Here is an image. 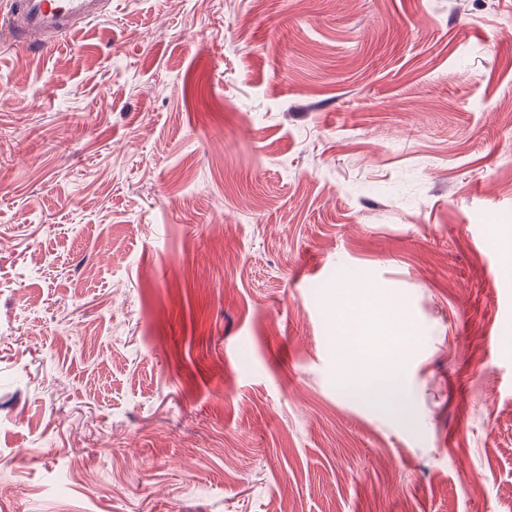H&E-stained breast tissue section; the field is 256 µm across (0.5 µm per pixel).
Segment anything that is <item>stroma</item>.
Listing matches in <instances>:
<instances>
[{
    "instance_id": "1",
    "label": "stroma",
    "mask_w": 512,
    "mask_h": 512,
    "mask_svg": "<svg viewBox=\"0 0 512 512\" xmlns=\"http://www.w3.org/2000/svg\"><path fill=\"white\" fill-rule=\"evenodd\" d=\"M497 224L512 0H112L0 46L7 512H512ZM340 293L412 333L400 415ZM336 332L348 367L346 378L359 393L392 409L399 401L397 372L408 354L411 336L398 319L387 318L377 344L368 346L359 333L383 315L380 302L371 296L357 300L340 297L336 303Z\"/></svg>"
}]
</instances>
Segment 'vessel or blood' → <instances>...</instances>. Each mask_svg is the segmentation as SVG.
<instances>
[{
  "label": "vessel or blood",
  "instance_id": "obj_1",
  "mask_svg": "<svg viewBox=\"0 0 512 512\" xmlns=\"http://www.w3.org/2000/svg\"><path fill=\"white\" fill-rule=\"evenodd\" d=\"M111 11L112 0H8L7 16L14 31L11 43L43 52L52 47L57 35L80 31Z\"/></svg>",
  "mask_w": 512,
  "mask_h": 512
}]
</instances>
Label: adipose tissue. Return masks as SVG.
Here are the masks:
<instances>
[{"label": "adipose tissue", "instance_id": "obj_1", "mask_svg": "<svg viewBox=\"0 0 512 512\" xmlns=\"http://www.w3.org/2000/svg\"><path fill=\"white\" fill-rule=\"evenodd\" d=\"M336 332L347 364L346 378L358 385L361 395L394 408L399 400L397 372L408 354L411 336L400 320L384 318L380 302L371 296L351 300L339 298ZM385 326L376 345L363 343L361 331L375 319Z\"/></svg>", "mask_w": 512, "mask_h": 512}]
</instances>
